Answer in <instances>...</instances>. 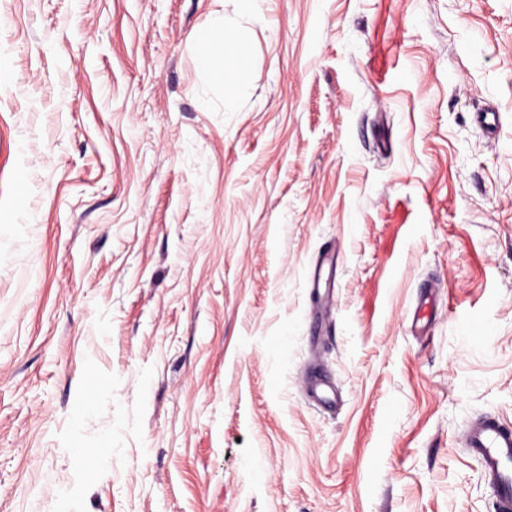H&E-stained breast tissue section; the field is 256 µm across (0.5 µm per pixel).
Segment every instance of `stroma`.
Masks as SVG:
<instances>
[{"instance_id":"obj_1","label":"stroma","mask_w":512,"mask_h":512,"mask_svg":"<svg viewBox=\"0 0 512 512\" xmlns=\"http://www.w3.org/2000/svg\"><path fill=\"white\" fill-rule=\"evenodd\" d=\"M479 418L512 0H0V512H497ZM248 58L247 47L229 43L224 35V25L219 22L211 25L197 56L200 69L220 83L228 97L237 93L244 77L241 66Z\"/></svg>"}]
</instances>
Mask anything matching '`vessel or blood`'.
I'll list each match as a JSON object with an SVG mask.
<instances>
[{
    "instance_id": "1",
    "label": "vessel or blood",
    "mask_w": 512,
    "mask_h": 512,
    "mask_svg": "<svg viewBox=\"0 0 512 512\" xmlns=\"http://www.w3.org/2000/svg\"><path fill=\"white\" fill-rule=\"evenodd\" d=\"M464 441L497 490L498 512H512V429L487 419L469 428Z\"/></svg>"
}]
</instances>
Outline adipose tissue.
Returning a JSON list of instances; mask_svg holds the SVG:
<instances>
[{"label":"adipose tissue","mask_w":512,"mask_h":512,"mask_svg":"<svg viewBox=\"0 0 512 512\" xmlns=\"http://www.w3.org/2000/svg\"><path fill=\"white\" fill-rule=\"evenodd\" d=\"M249 58L245 45L229 43L224 35L222 23L211 25L199 51L198 65L224 88L225 96L237 93L244 77L243 64Z\"/></svg>","instance_id":"obj_1"}]
</instances>
